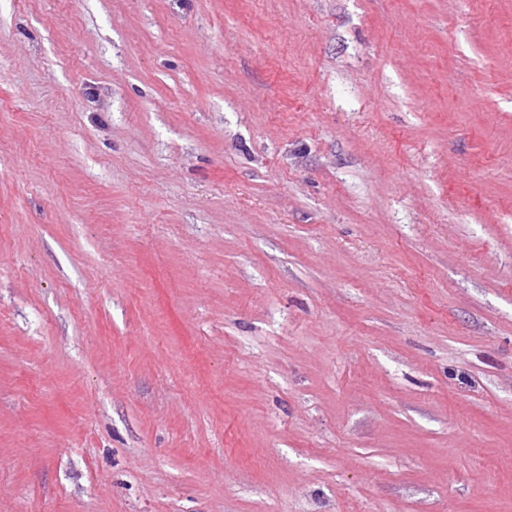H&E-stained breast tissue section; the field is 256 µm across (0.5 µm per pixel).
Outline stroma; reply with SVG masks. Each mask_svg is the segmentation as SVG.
<instances>
[{"mask_svg":"<svg viewBox=\"0 0 512 512\" xmlns=\"http://www.w3.org/2000/svg\"><path fill=\"white\" fill-rule=\"evenodd\" d=\"M0 512H512V0H0Z\"/></svg>","mask_w":512,"mask_h":512,"instance_id":"obj_1","label":"stroma"}]
</instances>
